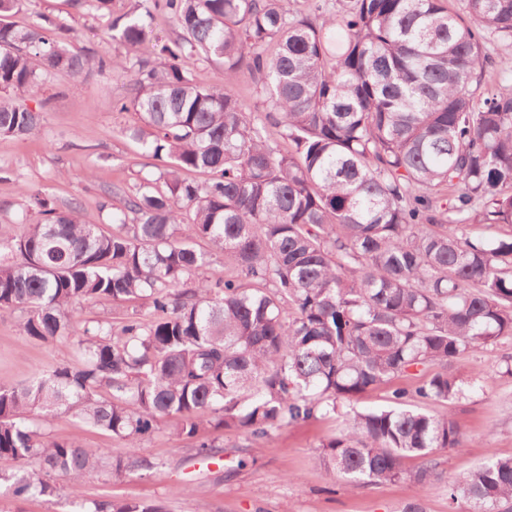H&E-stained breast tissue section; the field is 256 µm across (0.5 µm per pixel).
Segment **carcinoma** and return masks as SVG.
<instances>
[{"label": "carcinoma", "mask_w": 512, "mask_h": 512, "mask_svg": "<svg viewBox=\"0 0 512 512\" xmlns=\"http://www.w3.org/2000/svg\"><path fill=\"white\" fill-rule=\"evenodd\" d=\"M115 38L130 57L101 59L128 84L123 133L162 163L116 208L117 230L36 199L38 219L0 233V311L21 309L26 340L68 342L78 359L0 386V488L50 501L90 478L156 473L144 438L164 422L202 459L222 433L264 439L416 372L390 404L348 415L317 463L348 485L436 475L434 453L460 448L449 415L420 404L466 393L461 358L512 338V235L473 239L472 224H512V92L478 94L488 68L512 72L487 44L512 39V0H336L320 20L287 0H134ZM176 20L165 40L151 9ZM154 41L155 59L137 52ZM224 64V88L193 81ZM89 60L34 29L0 22V136L35 135L32 97ZM258 86L249 106L234 92ZM277 128L292 145L269 143ZM186 171L202 179H188ZM224 275L203 279L212 256ZM143 301L118 323L78 328L83 301ZM66 415L123 441L129 455L56 439ZM417 457L414 472L405 460ZM512 512V457L448 477V506ZM77 512H163L93 501Z\"/></svg>", "instance_id": "carcinoma-1"}]
</instances>
